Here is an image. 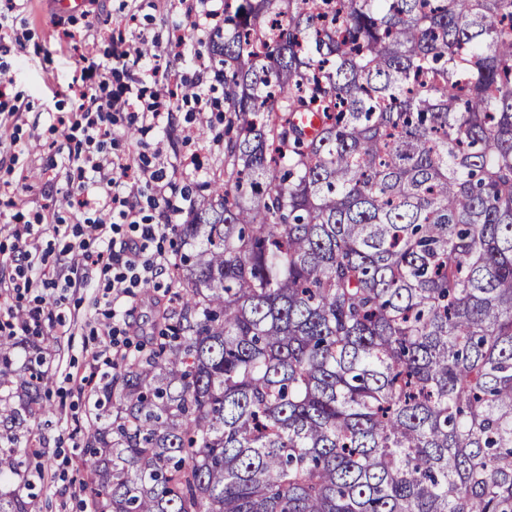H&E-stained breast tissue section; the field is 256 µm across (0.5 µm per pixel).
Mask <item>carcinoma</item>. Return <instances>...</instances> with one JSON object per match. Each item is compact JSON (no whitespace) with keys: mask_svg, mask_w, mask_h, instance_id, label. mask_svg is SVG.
Here are the masks:
<instances>
[{"mask_svg":"<svg viewBox=\"0 0 512 512\" xmlns=\"http://www.w3.org/2000/svg\"><path fill=\"white\" fill-rule=\"evenodd\" d=\"M224 177L94 391L90 512H512V0H224ZM0 336V479L52 411ZM26 438V462L16 445ZM0 491V512H33Z\"/></svg>","mask_w":512,"mask_h":512,"instance_id":"cac0c4a2","label":"carcinoma"}]
</instances>
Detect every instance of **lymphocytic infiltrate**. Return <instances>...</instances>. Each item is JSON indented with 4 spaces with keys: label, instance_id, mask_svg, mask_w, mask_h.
Here are the masks:
<instances>
[{
    "label": "lymphocytic infiltrate",
    "instance_id": "f902f5d3",
    "mask_svg": "<svg viewBox=\"0 0 512 512\" xmlns=\"http://www.w3.org/2000/svg\"><path fill=\"white\" fill-rule=\"evenodd\" d=\"M145 60V55L133 56L125 50L115 54L111 69L103 72L92 54L78 58L84 75L76 91L79 105L74 111L50 115L51 129L62 131L68 143L67 148L57 150L50 165L75 169L81 182L95 185L97 192L94 197L72 202L70 222L47 226L39 214L34 222L12 225V237L24 244L11 257L13 291L18 300L28 302L29 308L24 317L1 322L0 333L15 329L26 333L38 328L44 315V291L74 285L70 276L48 267L47 254L40 246L46 233L68 239L70 266L80 267L96 291L116 300L136 299L145 285L168 272L171 256L161 242L175 233L173 219L181 214L187 199L181 179L167 174L161 166V148L139 153L133 159L112 150V128L118 122L138 125L147 133L158 128L168 109L172 97L169 88L144 96L128 68L129 63ZM132 174L152 190L154 200L163 203L164 223H153L145 214L138 193L127 185ZM90 332L112 338L111 355L96 358L97 371L113 367L115 358L130 346L131 326L120 320L117 311L104 312Z\"/></svg>",
    "mask_w": 512,
    "mask_h": 512
}]
</instances>
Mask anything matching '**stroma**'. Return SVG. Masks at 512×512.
<instances>
[{"label":"stroma","mask_w":512,"mask_h":512,"mask_svg":"<svg viewBox=\"0 0 512 512\" xmlns=\"http://www.w3.org/2000/svg\"><path fill=\"white\" fill-rule=\"evenodd\" d=\"M192 0H85L81 10H53L50 0H25L22 9L13 12V27L23 33L21 46L8 58L9 70L1 82L12 95H22L30 108L17 120V135L23 145V166H12L9 157L0 158V179L12 180L14 197L0 196V226L14 223L17 214H34L47 209L67 215L63 199L73 186L66 175L48 182L45 168L61 134L49 129V113L75 110L77 102L70 88L79 84L81 72L75 61L85 50L79 33L97 27L112 33L115 41L139 44L142 51L153 54L156 74H144L143 85L152 88L154 75L174 74L176 82L194 79L200 63L209 62V54H192L176 58L168 53L169 43L176 36L193 41L196 33L187 9ZM224 86L213 82L207 100L194 103L174 99L169 124L149 134L133 132L119 126L114 137L119 152L128 154L142 145L165 142L168 162L178 163L191 155H200L202 167L192 181L204 183L220 175L224 162V144L215 134L224 128L223 112L213 109L211 99L223 98ZM212 122L213 131L185 140L183 130L192 115ZM159 288L151 295L122 308L135 329L150 336L162 325L159 310L167 297L164 287L168 277H160ZM94 293L89 288H73L66 292V327H59L51 317H43V334L37 343L43 349L42 369L48 386L47 396L54 411L43 417L38 426L44 435V446L51 462L48 479L36 482L35 512H74L72 494L84 478L81 467L82 437L75 434L76 419L86 417L93 406L92 398L79 392V378L88 370L93 352L100 350L104 338L90 335L85 326L95 310L91 305Z\"/></svg>","instance_id":"35a3bbf8"}]
</instances>
